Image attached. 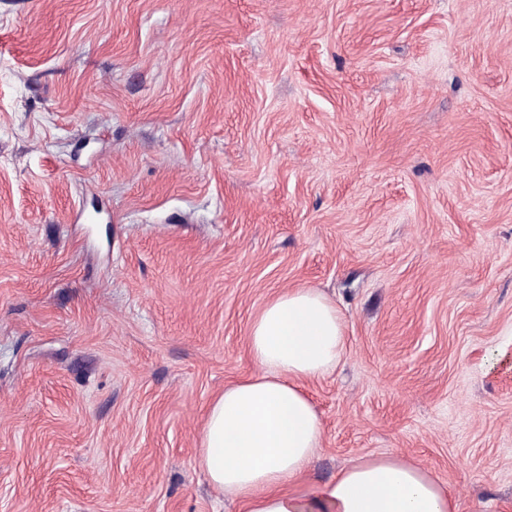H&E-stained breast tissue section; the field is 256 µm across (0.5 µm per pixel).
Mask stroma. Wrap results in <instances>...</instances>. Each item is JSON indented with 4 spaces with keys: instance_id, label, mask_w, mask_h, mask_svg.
<instances>
[{
    "instance_id": "35a3bbf8",
    "label": "stroma",
    "mask_w": 512,
    "mask_h": 512,
    "mask_svg": "<svg viewBox=\"0 0 512 512\" xmlns=\"http://www.w3.org/2000/svg\"><path fill=\"white\" fill-rule=\"evenodd\" d=\"M300 287L346 335L300 488L512 512V0H0V512H239L204 409Z\"/></svg>"
}]
</instances>
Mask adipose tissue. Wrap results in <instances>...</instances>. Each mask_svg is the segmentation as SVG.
Listing matches in <instances>:
<instances>
[{"instance_id": "ef3b65f1", "label": "adipose tissue", "mask_w": 512, "mask_h": 512, "mask_svg": "<svg viewBox=\"0 0 512 512\" xmlns=\"http://www.w3.org/2000/svg\"><path fill=\"white\" fill-rule=\"evenodd\" d=\"M345 348L335 305L313 288L269 299L249 328L254 375L206 408L197 463L243 512H457L447 485L399 454L351 460L331 482L297 493L322 428L305 381L333 369Z\"/></svg>"}]
</instances>
